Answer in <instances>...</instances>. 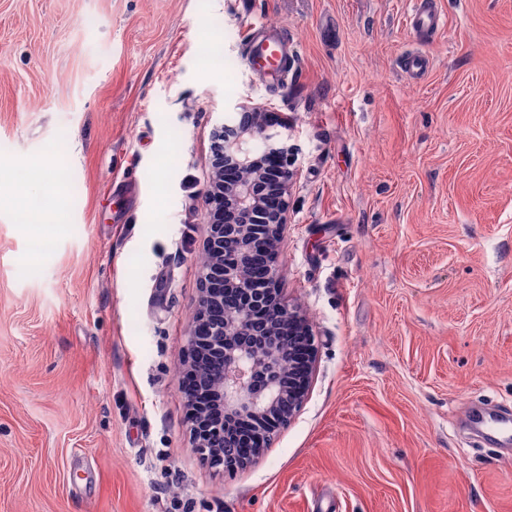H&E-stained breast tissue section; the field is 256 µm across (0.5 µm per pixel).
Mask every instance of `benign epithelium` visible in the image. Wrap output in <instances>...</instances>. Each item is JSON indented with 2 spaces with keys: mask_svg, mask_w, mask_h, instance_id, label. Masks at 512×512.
I'll list each match as a JSON object with an SVG mask.
<instances>
[{
  "mask_svg": "<svg viewBox=\"0 0 512 512\" xmlns=\"http://www.w3.org/2000/svg\"><path fill=\"white\" fill-rule=\"evenodd\" d=\"M219 141L222 164L231 163L234 173L215 175L224 193L206 196L205 252L209 262L201 268L200 297L188 339L191 370L204 358L214 362L209 375V395L215 411L198 425L188 415L191 437L200 460L211 469L231 474L248 464L246 459L224 458L238 425L243 421H271L265 433L289 422L301 409L311 388L314 341L299 311L284 303L276 288L279 279L277 254L288 224V192L297 170L278 134L270 131L266 106L246 96L213 129ZM271 255L259 288L247 273L256 249ZM231 295L237 315L224 319L216 309ZM305 337L301 348L292 338L283 345L278 327L261 322L257 315L271 308ZM288 361V369L279 363Z\"/></svg>",
  "mask_w": 512,
  "mask_h": 512,
  "instance_id": "7a95c632",
  "label": "benign epithelium"
}]
</instances>
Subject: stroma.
I'll return each instance as SVG.
<instances>
[{"label": "stroma", "instance_id": "35a3bbf8", "mask_svg": "<svg viewBox=\"0 0 512 512\" xmlns=\"http://www.w3.org/2000/svg\"><path fill=\"white\" fill-rule=\"evenodd\" d=\"M412 2L0 0V157L53 189L45 224L0 200V512H512V447L462 427L512 413V0H436L432 33ZM253 20L288 73L247 66ZM245 96L288 119L278 288L317 362L228 475L181 369L211 133ZM408 17L413 32L437 31L444 26V17L437 11L434 0H415Z\"/></svg>", "mask_w": 512, "mask_h": 512}]
</instances>
